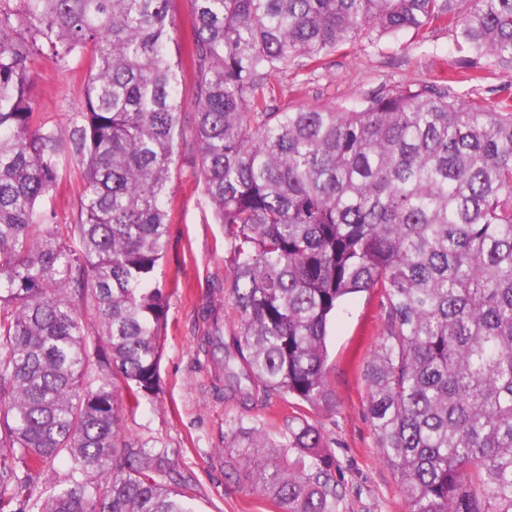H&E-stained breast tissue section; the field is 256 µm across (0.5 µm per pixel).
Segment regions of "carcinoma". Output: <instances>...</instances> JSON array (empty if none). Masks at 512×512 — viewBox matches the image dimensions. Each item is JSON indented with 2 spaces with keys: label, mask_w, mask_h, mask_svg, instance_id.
Masks as SVG:
<instances>
[{
  "label": "carcinoma",
  "mask_w": 512,
  "mask_h": 512,
  "mask_svg": "<svg viewBox=\"0 0 512 512\" xmlns=\"http://www.w3.org/2000/svg\"><path fill=\"white\" fill-rule=\"evenodd\" d=\"M191 4L196 176L237 314L226 328L221 305L201 312L215 389L244 409L330 406V324L375 293L367 419L407 512H512V99L463 102L442 75L356 108L272 107L288 67L372 35L444 26L469 51L458 75L512 70V0ZM175 27L170 0H0V512H195L168 448L120 443L118 418L160 389ZM89 44L63 132L36 111L31 64L64 68ZM64 157L83 194L56 224L42 202ZM287 427L290 462H256L278 447L265 429L231 430L224 475L255 470L282 512H342L322 433Z\"/></svg>",
  "instance_id": "carcinoma-1"
}]
</instances>
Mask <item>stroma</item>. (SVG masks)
Here are the masks:
<instances>
[{"label":"stroma","mask_w":512,"mask_h":512,"mask_svg":"<svg viewBox=\"0 0 512 512\" xmlns=\"http://www.w3.org/2000/svg\"><path fill=\"white\" fill-rule=\"evenodd\" d=\"M465 55L454 33L445 28L422 36L364 38L353 48L336 52L323 68L291 69L282 74L277 104L283 109L353 108L373 93L421 84L452 72ZM95 58L90 45L69 71L34 59L32 94L37 111L50 124L67 128L72 114L80 111ZM454 91L465 101L512 99V71L484 74L456 84ZM180 92L184 127L168 185L169 227L158 270V281L169 295L159 366L161 388L137 412L120 410V436L125 442L150 439L174 450L179 470L191 475L196 485V512H280L271 497L254 491L255 473L229 479L218 462L224 452L225 422L239 415L246 425L273 434L276 445L260 449L261 458L283 456L279 444L294 409L291 400L277 397L267 407L244 412L214 390V369L200 344L206 331L200 311L209 303L214 284L230 287V267L224 255V230L213 223L210 205L195 176L198 157L192 135L196 105L191 70H184ZM82 190L77 168L65 165L59 187L46 198L44 207L55 213L58 223H70ZM382 330L377 296L364 292L346 300L328 338L326 372L335 406L304 411L336 461L347 512H407L392 470L378 458L366 418L365 370Z\"/></svg>","instance_id":"obj_1"}]
</instances>
